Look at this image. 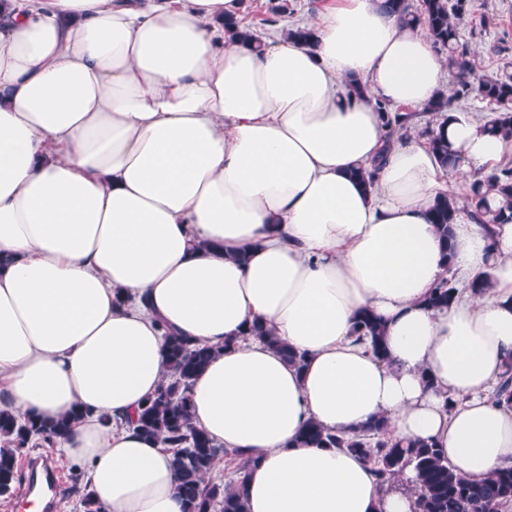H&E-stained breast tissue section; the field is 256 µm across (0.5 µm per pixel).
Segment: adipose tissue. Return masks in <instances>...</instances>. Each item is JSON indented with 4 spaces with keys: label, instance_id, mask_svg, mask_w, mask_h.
Wrapping results in <instances>:
<instances>
[{
    "label": "adipose tissue",
    "instance_id": "ef3b65f1",
    "mask_svg": "<svg viewBox=\"0 0 512 512\" xmlns=\"http://www.w3.org/2000/svg\"><path fill=\"white\" fill-rule=\"evenodd\" d=\"M240 0H5L0 5V410L81 417L57 441L100 512H184L171 453L119 426L167 370L165 332L214 348L194 425L257 458L246 512H413L308 421L435 443L479 482L512 467V224L430 208L512 153L446 113L389 139L376 102L425 108L449 75L384 0H336L300 43L230 41ZM372 172L371 182L357 170ZM453 271L490 290L441 308ZM368 310L385 358L354 333ZM304 352L298 368L252 335ZM456 290L452 277H443L427 298L428 305L432 307L447 306L455 298ZM494 397L499 405L512 409V357L499 377Z\"/></svg>",
    "mask_w": 512,
    "mask_h": 512
}]
</instances>
